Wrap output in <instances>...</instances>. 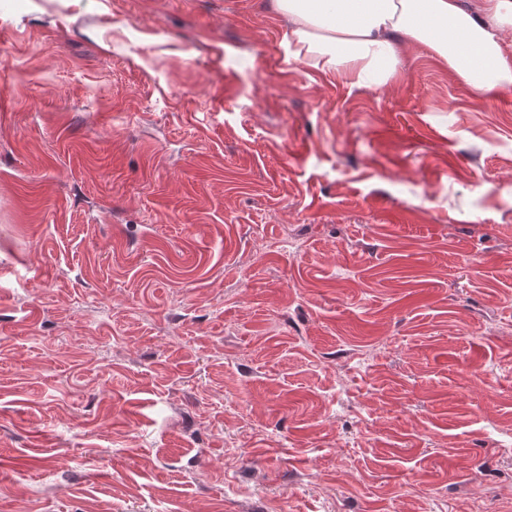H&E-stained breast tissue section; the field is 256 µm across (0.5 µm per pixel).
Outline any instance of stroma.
<instances>
[{"mask_svg": "<svg viewBox=\"0 0 512 512\" xmlns=\"http://www.w3.org/2000/svg\"><path fill=\"white\" fill-rule=\"evenodd\" d=\"M271 2L0 0V512H512V86Z\"/></svg>", "mask_w": 512, "mask_h": 512, "instance_id": "35a3bbf8", "label": "stroma"}]
</instances>
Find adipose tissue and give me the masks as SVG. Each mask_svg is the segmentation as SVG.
<instances>
[{"label": "adipose tissue", "mask_w": 512, "mask_h": 512, "mask_svg": "<svg viewBox=\"0 0 512 512\" xmlns=\"http://www.w3.org/2000/svg\"><path fill=\"white\" fill-rule=\"evenodd\" d=\"M291 59L352 88L383 87L406 53L428 50L478 93L512 85V0H273Z\"/></svg>", "instance_id": "adipose-tissue-1"}]
</instances>
